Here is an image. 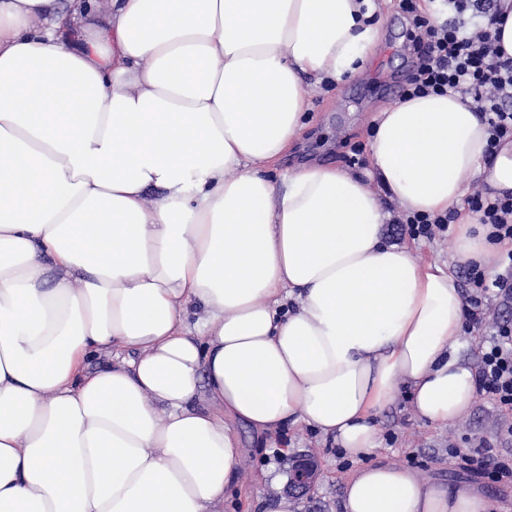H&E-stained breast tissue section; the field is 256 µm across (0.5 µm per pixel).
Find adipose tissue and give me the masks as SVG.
Masks as SVG:
<instances>
[{
    "mask_svg": "<svg viewBox=\"0 0 512 512\" xmlns=\"http://www.w3.org/2000/svg\"><path fill=\"white\" fill-rule=\"evenodd\" d=\"M379 11L0 0V512H215L236 421L333 436L360 463L344 512H486L367 458L399 386L436 424L477 392L458 282L386 241V206L457 213L459 260L491 266L468 182L512 192V141L487 153L480 112L432 94L378 114L372 172L279 169L305 81L356 74Z\"/></svg>",
    "mask_w": 512,
    "mask_h": 512,
    "instance_id": "1",
    "label": "adipose tissue"
}]
</instances>
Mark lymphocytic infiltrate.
Masks as SVG:
<instances>
[{
  "mask_svg": "<svg viewBox=\"0 0 512 512\" xmlns=\"http://www.w3.org/2000/svg\"><path fill=\"white\" fill-rule=\"evenodd\" d=\"M433 15L420 11L416 0H398L408 22L407 40L413 68L401 93L402 99L430 94H454L470 100L488 125L491 147L512 139V57H506L497 18V0H436ZM478 18L475 26L461 21L463 12ZM468 206L479 222L489 225L488 238L500 244L512 242V193L490 196L475 192ZM500 273L487 278L480 265L469 264L470 284L480 288L479 297L469 298L467 316L479 324L484 319L482 295L512 305V250L502 253ZM478 390L496 406L512 412V321L495 322L482 348L476 369ZM453 454L459 467L470 476L494 482L512 479V456L489 448H457Z\"/></svg>",
  "mask_w": 512,
  "mask_h": 512,
  "instance_id": "1",
  "label": "lymphocytic infiltrate"
}]
</instances>
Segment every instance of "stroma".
Listing matches in <instances>:
<instances>
[{"instance_id": "obj_1", "label": "stroma", "mask_w": 512, "mask_h": 512, "mask_svg": "<svg viewBox=\"0 0 512 512\" xmlns=\"http://www.w3.org/2000/svg\"><path fill=\"white\" fill-rule=\"evenodd\" d=\"M402 42L396 5L394 0H386L381 11V39L363 70L330 90L311 88L309 121L288 167L311 162L345 169L357 151L370 158L373 118L391 102L376 85L387 73L399 77L406 73ZM387 210L392 221L384 226L386 238L411 245L419 261L448 264L462 294H470L467 265L455 253L454 231L414 239L394 222L402 214L400 207L391 203ZM502 422L494 402L484 394L477 395L472 406L452 424L423 421L416 416L409 389L404 386L380 417V445L370 460L408 468L422 479L451 488L470 486L486 499L487 512H512V482L489 485L470 478L448 454L452 448H474L483 443L502 451L498 437ZM234 429L241 442V464L218 512H259L260 501L284 495L293 462L305 455L317 461L319 478L310 492L294 495L296 512H342L344 486L358 464L340 454L331 438L305 424L282 428L271 443L243 423H235Z\"/></svg>"}]
</instances>
